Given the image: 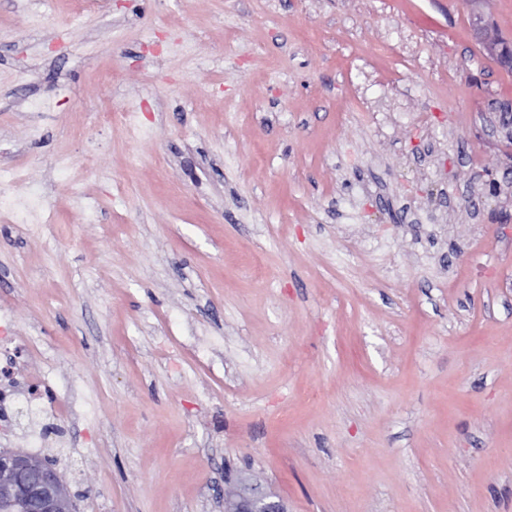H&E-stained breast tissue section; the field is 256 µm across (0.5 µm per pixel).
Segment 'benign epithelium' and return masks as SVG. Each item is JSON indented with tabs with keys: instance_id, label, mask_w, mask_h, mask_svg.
Returning a JSON list of instances; mask_svg holds the SVG:
<instances>
[{
	"instance_id": "obj_1",
	"label": "benign epithelium",
	"mask_w": 512,
	"mask_h": 512,
	"mask_svg": "<svg viewBox=\"0 0 512 512\" xmlns=\"http://www.w3.org/2000/svg\"><path fill=\"white\" fill-rule=\"evenodd\" d=\"M0 497L21 503L22 512H76L60 472L19 449L0 448ZM224 512H288V508L258 489V483L244 479L224 492Z\"/></svg>"
}]
</instances>
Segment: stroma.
<instances>
[{"label":"stroma","mask_w":512,"mask_h":512,"mask_svg":"<svg viewBox=\"0 0 512 512\" xmlns=\"http://www.w3.org/2000/svg\"><path fill=\"white\" fill-rule=\"evenodd\" d=\"M512 0H0V367L78 512H512ZM121 110L122 125L97 122ZM73 399L62 434L37 407ZM259 484L251 479H243L234 488L224 492L225 512H288L287 505L280 499L275 500L264 490H258Z\"/></svg>","instance_id":"1"}]
</instances>
